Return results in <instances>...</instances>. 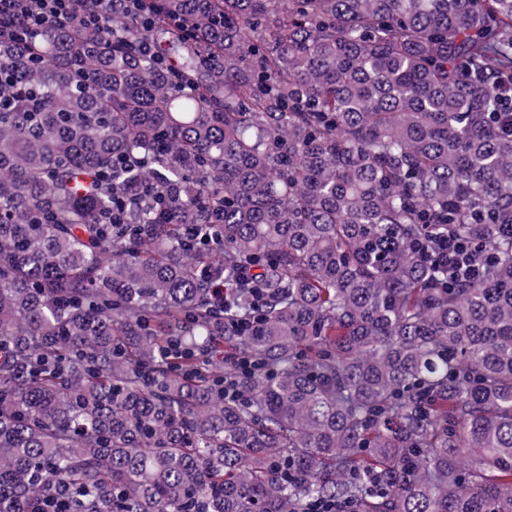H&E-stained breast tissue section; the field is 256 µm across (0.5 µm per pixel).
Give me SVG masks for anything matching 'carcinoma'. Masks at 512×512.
Wrapping results in <instances>:
<instances>
[{
	"label": "carcinoma",
	"mask_w": 512,
	"mask_h": 512,
	"mask_svg": "<svg viewBox=\"0 0 512 512\" xmlns=\"http://www.w3.org/2000/svg\"><path fill=\"white\" fill-rule=\"evenodd\" d=\"M124 2L0 41V512H512V0Z\"/></svg>",
	"instance_id": "obj_1"
}]
</instances>
